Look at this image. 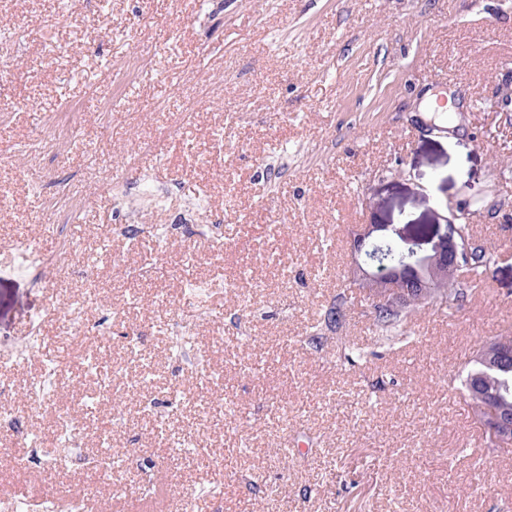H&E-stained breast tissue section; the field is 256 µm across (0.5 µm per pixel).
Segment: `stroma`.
<instances>
[{
	"instance_id": "35a3bbf8",
	"label": "stroma",
	"mask_w": 512,
	"mask_h": 512,
	"mask_svg": "<svg viewBox=\"0 0 512 512\" xmlns=\"http://www.w3.org/2000/svg\"><path fill=\"white\" fill-rule=\"evenodd\" d=\"M439 92L458 110L432 134ZM121 183L156 195L127 208ZM462 211L498 254L462 309L422 308L389 348L352 298L367 359L310 341L352 225L411 237ZM24 241L45 259L22 278ZM205 280L224 288L184 295ZM36 319L44 343L0 366L21 424L0 430V512L93 480L90 512H512V445L448 383L512 327V0H0V347ZM20 433L65 466L18 470ZM106 442L132 452L117 481L70 460Z\"/></svg>"
}]
</instances>
